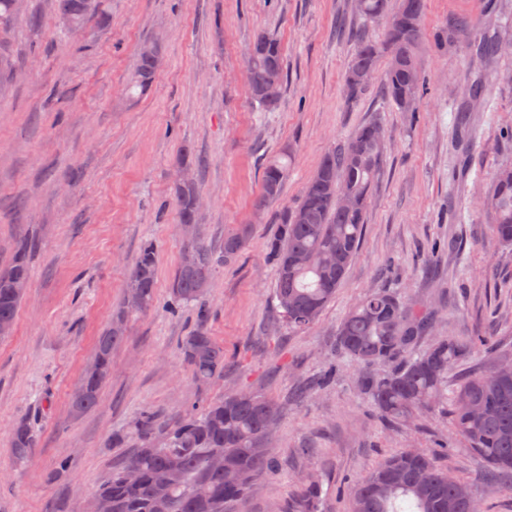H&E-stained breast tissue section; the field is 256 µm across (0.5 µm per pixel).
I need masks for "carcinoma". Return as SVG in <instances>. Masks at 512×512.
<instances>
[{"label":"carcinoma","instance_id":"1","mask_svg":"<svg viewBox=\"0 0 512 512\" xmlns=\"http://www.w3.org/2000/svg\"><path fill=\"white\" fill-rule=\"evenodd\" d=\"M424 0H356L355 12L366 23H383L381 38L362 35L346 72L351 99L363 94L372 82L363 79L377 73L381 59L386 68L380 85L383 97L402 112L417 111L426 90V79L418 61L422 39ZM58 19L69 18V31L83 28L87 17L103 15L105 0H55ZM247 59L248 87L254 102L272 110L283 96L287 83L280 45L265 33L255 37ZM465 48L484 65L491 64L503 47L489 32L466 42ZM162 63V50L152 40L143 41L137 51V65L129 88L146 93ZM381 121L361 126L345 143L323 157L307 182L298 202L285 210L279 232L268 244L276 266L274 295L280 315L288 328L301 331L313 324L325 305L336 295L346 271L355 258L363 236L371 188L386 155V141L376 137ZM292 164V153L284 151L266 162L262 171V192L255 201L257 211L277 201ZM342 183L352 196L349 207L340 206L336 184ZM198 191L195 182L182 181L176 187L175 205L181 223L193 225V235L184 249L196 262L179 264L173 279L167 308L172 312L197 303L199 324L181 345L183 360L200 383L224 373V348L204 329L207 318L203 296L215 265L236 260L251 235L242 224L224 235L220 258L201 237L197 223ZM490 231L498 243L512 247V165L500 167L492 188L484 198ZM30 246H20L11 264L0 269V321L15 322L23 296L11 288L16 277L27 278ZM335 257L328 265L324 258ZM157 250L153 243L140 247L127 288L144 297L140 310L156 303ZM434 315L407 305L390 290L365 294L347 312L337 330L341 351L364 369L362 390L388 423L416 417L436 405L448 406L453 434L482 455L492 470L512 476V362H496L490 371L465 375L448 386L455 368L471 359L484 339L442 337L425 350L418 339L433 327ZM126 329H106L98 338L93 361L80 379L81 392L71 398L76 414L94 407L108 377L112 350L122 343ZM388 365L382 375L367 369ZM277 421V409L264 394L242 388L191 409L171 426L159 429L154 412H144L134 428L140 447L104 481L94 495L107 499L110 512H153L157 494L170 501V512H235L241 499L252 495L269 471L274 456L267 441ZM35 445L30 423L22 420L13 429L11 448L19 462L27 460ZM218 455L224 467H211ZM138 471L130 483L125 470ZM353 512H483L467 485L439 464L434 454L403 449L385 459L371 473L351 487ZM321 486L307 474L301 478V493L288 512H318Z\"/></svg>","mask_w":512,"mask_h":512}]
</instances>
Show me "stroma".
I'll use <instances>...</instances> for the list:
<instances>
[{"label":"stroma","instance_id":"35a3bbf8","mask_svg":"<svg viewBox=\"0 0 512 512\" xmlns=\"http://www.w3.org/2000/svg\"><path fill=\"white\" fill-rule=\"evenodd\" d=\"M106 18L77 34L61 29L50 0H27V20L0 32L9 76L0 77V268L19 241L34 240L30 288L11 336L0 338V512H77L139 440L143 411L165 420L248 387L276 405V458L260 494L236 512H287L298 480L322 481L320 512H352L351 486L402 448L438 452L484 512H512V492L493 490L486 463L456 437L445 408L385 426L359 387L360 369L338 348L348 309L378 289L428 308L443 336H481L469 367L512 360V248L495 242L482 198L512 163V52L492 67L468 60L467 21L512 42V0H425L418 49L428 90L402 112L371 87L349 100L345 74L359 25L352 0H109ZM281 42L287 88L263 111L249 94L247 49L259 32ZM163 40L151 91L128 98L138 45ZM480 78L487 111L475 140H458L451 103ZM389 139L358 253L319 318L302 332L282 323L267 254L280 214L300 197L323 156L373 118ZM295 153L280 198L263 214L253 201L262 168ZM202 197L213 250L235 225L252 233L240 257L212 273L204 324L224 349V375L202 386L180 346L198 323L194 307H166L184 238L172 204L182 168ZM158 251L155 308L132 314L99 404L76 415L70 399L97 340L124 297L144 241ZM334 371L322 391L300 388ZM38 438L31 457L11 451L15 423Z\"/></svg>","mask_w":512,"mask_h":512}]
</instances>
